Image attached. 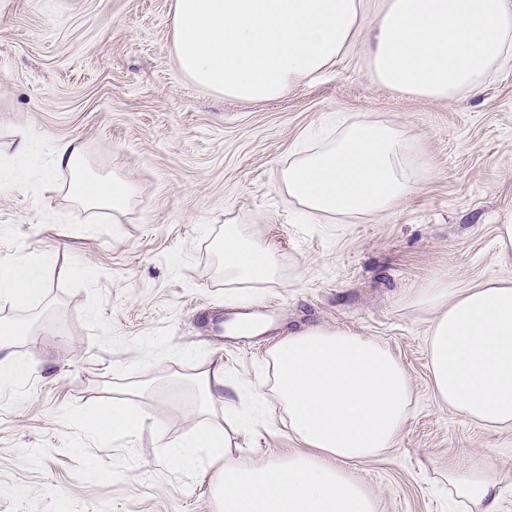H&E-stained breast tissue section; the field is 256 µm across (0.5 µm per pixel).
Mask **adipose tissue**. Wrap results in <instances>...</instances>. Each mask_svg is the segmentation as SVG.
Masks as SVG:
<instances>
[{"label":"adipose tissue","instance_id":"ef3b65f1","mask_svg":"<svg viewBox=\"0 0 512 512\" xmlns=\"http://www.w3.org/2000/svg\"><path fill=\"white\" fill-rule=\"evenodd\" d=\"M368 29L369 72L379 85L430 101L477 95L512 63V0H387L367 17L362 0H176L173 54L196 84L241 101L282 97L327 71ZM52 172L67 171V197L84 209L120 213L134 184L116 173L86 176L82 144L56 140ZM417 140L385 122L339 118L332 132L302 143L279 182L305 222L370 220L393 210L431 178ZM505 276L461 285L436 279L411 305L430 312L428 366L437 399L490 430L512 429V212L496 226ZM224 285H265L278 279L274 253L236 220L220 246ZM43 259L0 266V302L41 308ZM271 392L303 453L260 466L225 463L231 445L213 407L229 384L212 363L193 381L199 424L168 462L181 469L201 459L221 463L214 487L224 512H379L376 499L346 470L348 462L394 447L410 413L413 389L402 363L381 341L341 329L290 332L270 351ZM142 407L102 405L83 415L98 439L133 431ZM440 486L461 512H497V482L488 466L452 469Z\"/></svg>","mask_w":512,"mask_h":512}]
</instances>
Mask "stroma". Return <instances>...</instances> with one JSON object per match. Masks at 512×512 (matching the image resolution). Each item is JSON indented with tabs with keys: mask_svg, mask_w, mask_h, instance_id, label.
I'll use <instances>...</instances> for the list:
<instances>
[{
	"mask_svg": "<svg viewBox=\"0 0 512 512\" xmlns=\"http://www.w3.org/2000/svg\"><path fill=\"white\" fill-rule=\"evenodd\" d=\"M175 0H0V169L42 167L53 140L80 138L89 170L138 188L126 211L89 220L68 174L0 182V265L48 256L46 302L0 306L30 333L23 383L0 390V512H217L219 465L176 470L166 454L196 429L191 376L221 359L250 423L230 458L249 466L302 452L272 393L253 395L290 331L378 338L407 371L414 404L394 448L347 468L379 512H448L435 481L489 463L497 512H512V430L476 426L434 395L424 283L502 275L495 217L512 211V65L475 96L429 101L377 85L365 34L285 96L241 102L194 84L172 52ZM388 120L415 136L432 179L373 222L303 224L278 179L324 116ZM33 139L16 160L18 129ZM270 248L277 283L224 285L227 216ZM145 424L104 441L80 414L132 401Z\"/></svg>",
	"mask_w": 512,
	"mask_h": 512,
	"instance_id": "stroma-1",
	"label": "stroma"
}]
</instances>
